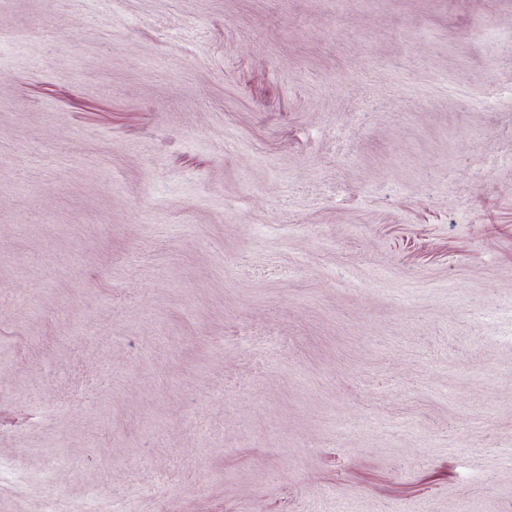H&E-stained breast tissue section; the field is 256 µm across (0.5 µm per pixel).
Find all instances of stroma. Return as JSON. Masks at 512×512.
<instances>
[{
    "label": "stroma",
    "mask_w": 512,
    "mask_h": 512,
    "mask_svg": "<svg viewBox=\"0 0 512 512\" xmlns=\"http://www.w3.org/2000/svg\"><path fill=\"white\" fill-rule=\"evenodd\" d=\"M512 512V0H0V512Z\"/></svg>",
    "instance_id": "35a3bbf8"
}]
</instances>
